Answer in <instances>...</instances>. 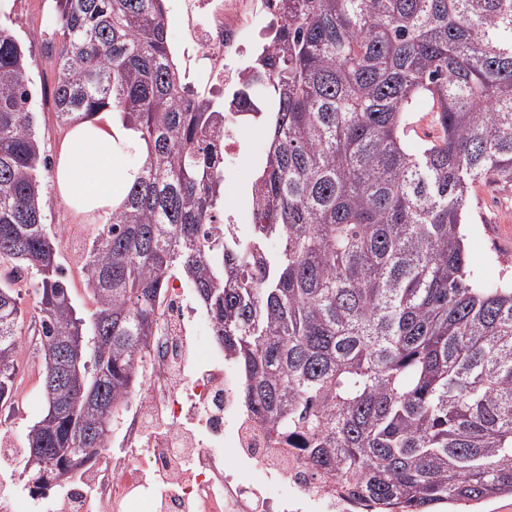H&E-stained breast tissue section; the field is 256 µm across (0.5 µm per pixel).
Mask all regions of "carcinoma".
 <instances>
[{
	"mask_svg": "<svg viewBox=\"0 0 512 512\" xmlns=\"http://www.w3.org/2000/svg\"><path fill=\"white\" fill-rule=\"evenodd\" d=\"M53 104L140 133L141 172L80 259L78 313L44 224L50 160L29 58L0 25V263L38 285L44 415L24 435L61 459L110 447L112 410L141 393L173 271L190 282L240 372L238 399L279 445L303 440L316 477L376 512H436L512 496V285L469 267V190L512 182V0H280L253 79L188 93L163 0H55ZM430 104L441 136L410 150ZM268 128L251 223L224 224L236 116ZM26 311L0 282V403L15 395ZM84 337L56 383L59 350ZM82 465L25 474L69 484Z\"/></svg>",
	"mask_w": 512,
	"mask_h": 512,
	"instance_id": "1",
	"label": "carcinoma"
}]
</instances>
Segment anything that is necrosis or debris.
I'll return each mask as SVG.
<instances>
[{
    "mask_svg": "<svg viewBox=\"0 0 512 512\" xmlns=\"http://www.w3.org/2000/svg\"><path fill=\"white\" fill-rule=\"evenodd\" d=\"M177 38L186 84L195 95H212L242 83L258 34L276 16L274 0H182ZM208 316L189 304L185 283L168 288L160 334L148 358L142 392L119 409V454L104 469L87 468L82 485L97 490L94 512H270L274 490L287 486L289 505L317 512H370L367 502L319 483L295 445L270 446L250 423L235 397L236 380L213 351ZM166 429L184 448L190 465L153 435ZM248 453L257 481L224 470V451ZM80 488L56 487L41 494L15 488L0 512H73Z\"/></svg>",
    "mask_w": 512,
    "mask_h": 512,
    "instance_id": "necrosis-or-debris-1",
    "label": "necrosis or debris"
}]
</instances>
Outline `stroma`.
Here are the masks:
<instances>
[{
	"instance_id": "obj_1",
	"label": "stroma",
	"mask_w": 512,
	"mask_h": 512,
	"mask_svg": "<svg viewBox=\"0 0 512 512\" xmlns=\"http://www.w3.org/2000/svg\"><path fill=\"white\" fill-rule=\"evenodd\" d=\"M55 13L53 0H0V25L9 27L23 48L32 55L28 71L31 100L37 134L48 158H56L67 131L54 115L52 91L56 77L60 37L50 23ZM243 151L232 167L226 183L225 205L245 206L255 164L266 151L268 134L264 125L249 124L242 132ZM45 221L56 231L57 250L65 269L67 284L81 313L93 309L79 257L88 248L91 235L88 223L75 218L58 198L55 190L44 197ZM466 247L470 264L479 273L502 281H512V183L487 181L476 185L469 197L465 214ZM24 361L16 378L17 392L30 402L27 412L11 407L0 408V437L13 447H22L28 426L45 410L41 389L40 359L31 329H24Z\"/></svg>"
}]
</instances>
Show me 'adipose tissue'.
<instances>
[{
  "label": "adipose tissue",
  "mask_w": 512,
  "mask_h": 512,
  "mask_svg": "<svg viewBox=\"0 0 512 512\" xmlns=\"http://www.w3.org/2000/svg\"><path fill=\"white\" fill-rule=\"evenodd\" d=\"M144 152L138 132L115 122L110 110L100 111L69 129L58 154L55 190L82 219L109 217L140 171L130 156Z\"/></svg>",
  "instance_id": "1"
}]
</instances>
